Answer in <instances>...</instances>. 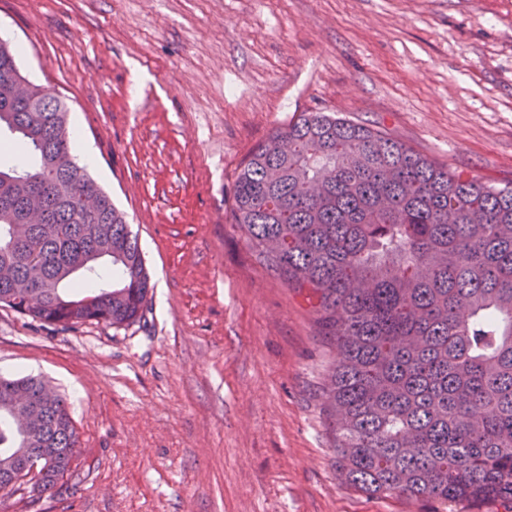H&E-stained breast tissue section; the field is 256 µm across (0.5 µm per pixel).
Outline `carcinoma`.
<instances>
[{
	"mask_svg": "<svg viewBox=\"0 0 512 512\" xmlns=\"http://www.w3.org/2000/svg\"><path fill=\"white\" fill-rule=\"evenodd\" d=\"M16 47L0 40V134L32 163L0 167V307L41 326L120 328L144 316L138 237L72 153L69 112L41 86L28 100ZM259 262L313 302L336 359L320 399L352 487L446 512L512 500V182L464 177L385 128L304 112L240 165L228 209ZM108 259L116 276L99 270ZM0 376V479L20 448L76 445L64 395L22 433ZM65 459L44 473L55 488Z\"/></svg>",
	"mask_w": 512,
	"mask_h": 512,
	"instance_id": "cac0c4a2",
	"label": "carcinoma"
}]
</instances>
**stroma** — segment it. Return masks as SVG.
Here are the masks:
<instances>
[{
	"label": "stroma",
	"instance_id": "stroma-1",
	"mask_svg": "<svg viewBox=\"0 0 512 512\" xmlns=\"http://www.w3.org/2000/svg\"><path fill=\"white\" fill-rule=\"evenodd\" d=\"M139 236L150 309L42 328L0 307V375L71 403L81 466L0 512H429L336 468L335 354L228 220L238 167L303 112L512 182V0H0Z\"/></svg>",
	"mask_w": 512,
	"mask_h": 512
}]
</instances>
